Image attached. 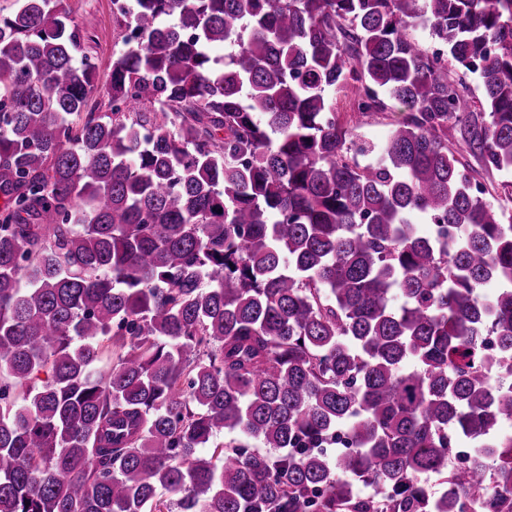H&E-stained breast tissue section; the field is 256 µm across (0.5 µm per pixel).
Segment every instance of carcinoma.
Listing matches in <instances>:
<instances>
[{
	"label": "carcinoma",
	"instance_id": "1",
	"mask_svg": "<svg viewBox=\"0 0 512 512\" xmlns=\"http://www.w3.org/2000/svg\"><path fill=\"white\" fill-rule=\"evenodd\" d=\"M126 15L104 115L91 23L0 17V512H512V0ZM388 108L367 120V123L360 128H355L353 94L351 90H344L336 94V116L340 123L353 130L366 140L377 143L381 141L387 132L398 123L403 122L407 117V111L394 101H386ZM480 181L485 186V197L492 201H494V199H505L504 192L512 190V174L507 176L498 175L497 173L490 175L483 174V178H481Z\"/></svg>",
	"mask_w": 512,
	"mask_h": 512
}]
</instances>
